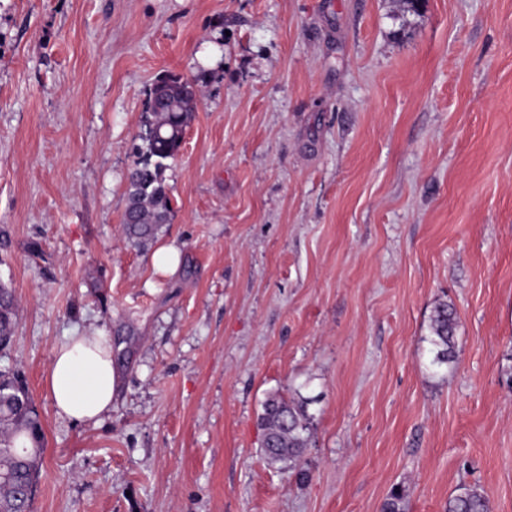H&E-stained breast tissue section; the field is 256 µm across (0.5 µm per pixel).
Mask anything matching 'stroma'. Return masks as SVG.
Listing matches in <instances>:
<instances>
[{"instance_id":"35a3bbf8","label":"stroma","mask_w":512,"mask_h":512,"mask_svg":"<svg viewBox=\"0 0 512 512\" xmlns=\"http://www.w3.org/2000/svg\"><path fill=\"white\" fill-rule=\"evenodd\" d=\"M166 73L207 77L172 273L121 235ZM0 283L34 512H445L462 484L512 512V0H0ZM89 330L122 369L96 424L45 386ZM272 393L307 403L300 468L259 453ZM18 303L13 291L0 284V347L10 350L16 338ZM456 324L457 316L454 308L445 301L436 304L430 316L429 336L427 337L434 353L433 365L448 366L454 361Z\"/></svg>"}]
</instances>
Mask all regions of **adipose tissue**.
I'll return each instance as SVG.
<instances>
[{
    "mask_svg": "<svg viewBox=\"0 0 512 512\" xmlns=\"http://www.w3.org/2000/svg\"><path fill=\"white\" fill-rule=\"evenodd\" d=\"M120 382L112 342L97 331L57 345L46 378L58 414L85 423L99 421L111 411Z\"/></svg>",
    "mask_w": 512,
    "mask_h": 512,
    "instance_id": "1",
    "label": "adipose tissue"
}]
</instances>
